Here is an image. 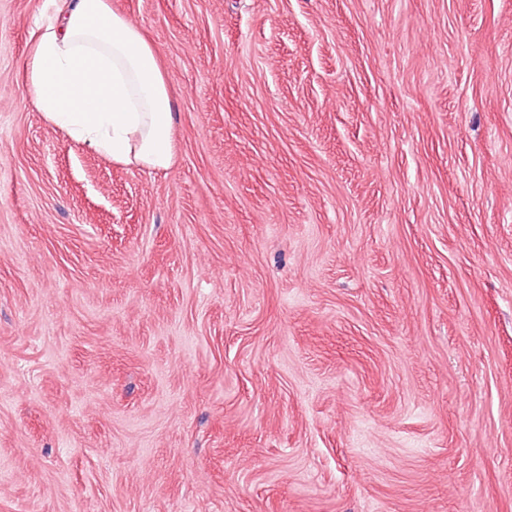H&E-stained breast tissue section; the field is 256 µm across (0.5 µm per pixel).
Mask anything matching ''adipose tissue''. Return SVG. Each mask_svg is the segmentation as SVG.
<instances>
[{
    "instance_id": "1",
    "label": "adipose tissue",
    "mask_w": 512,
    "mask_h": 512,
    "mask_svg": "<svg viewBox=\"0 0 512 512\" xmlns=\"http://www.w3.org/2000/svg\"><path fill=\"white\" fill-rule=\"evenodd\" d=\"M24 77L38 110L76 143L127 167L171 166L173 114L157 52L110 0L49 9Z\"/></svg>"
}]
</instances>
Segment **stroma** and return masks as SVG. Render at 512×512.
I'll return each instance as SVG.
<instances>
[{
    "label": "stroma",
    "mask_w": 512,
    "mask_h": 512,
    "mask_svg": "<svg viewBox=\"0 0 512 512\" xmlns=\"http://www.w3.org/2000/svg\"><path fill=\"white\" fill-rule=\"evenodd\" d=\"M0 0V512H512V0H111L169 169L73 142Z\"/></svg>",
    "instance_id": "stroma-1"
}]
</instances>
